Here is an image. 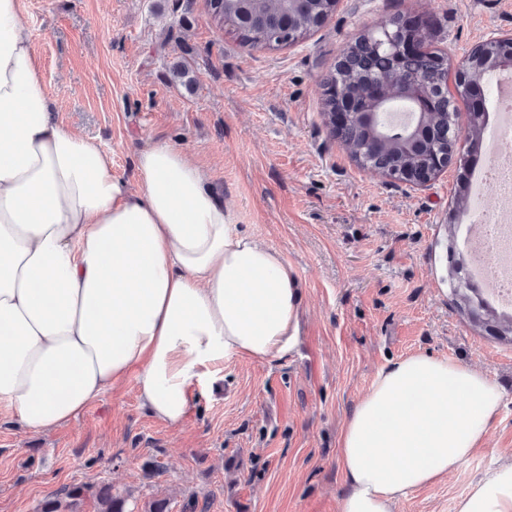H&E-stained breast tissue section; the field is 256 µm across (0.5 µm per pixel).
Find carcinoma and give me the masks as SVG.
<instances>
[{
  "label": "carcinoma",
  "instance_id": "1",
  "mask_svg": "<svg viewBox=\"0 0 512 512\" xmlns=\"http://www.w3.org/2000/svg\"><path fill=\"white\" fill-rule=\"evenodd\" d=\"M211 18L220 26H228L252 48L275 49L295 43L318 26L320 17H327L336 7V0H207ZM376 79L392 82L397 79L388 56L384 53L368 54L362 44L350 48L336 64L330 80L339 84L343 95L356 93L367 81ZM451 120L447 110L428 112L423 132H440ZM372 130L354 125L348 148L352 155L362 154L364 162L379 164L383 158L391 159L398 169L418 167L426 150L434 146L433 139H423L420 147L410 150L392 137L385 141L377 153L364 152V145L372 138ZM456 306L467 313L473 323L498 340L512 343V313L499 311L479 288H453ZM87 489L83 486L65 487L46 499L41 512H77ZM94 496L101 506L100 512H126L125 500L112 495V488L102 484Z\"/></svg>",
  "mask_w": 512,
  "mask_h": 512
}]
</instances>
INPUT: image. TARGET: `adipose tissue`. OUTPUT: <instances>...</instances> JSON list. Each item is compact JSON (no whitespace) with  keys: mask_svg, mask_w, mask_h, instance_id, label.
<instances>
[{"mask_svg":"<svg viewBox=\"0 0 512 512\" xmlns=\"http://www.w3.org/2000/svg\"><path fill=\"white\" fill-rule=\"evenodd\" d=\"M23 27L22 0H0V419L48 431L132 377L141 405L181 427L225 360L294 348L297 278L172 145L137 150L136 184L113 176L109 152L54 120ZM503 401L445 358L382 368L340 432L338 512H397L471 459ZM456 512H512V461Z\"/></svg>","mask_w":512,"mask_h":512,"instance_id":"obj_1","label":"adipose tissue"}]
</instances>
